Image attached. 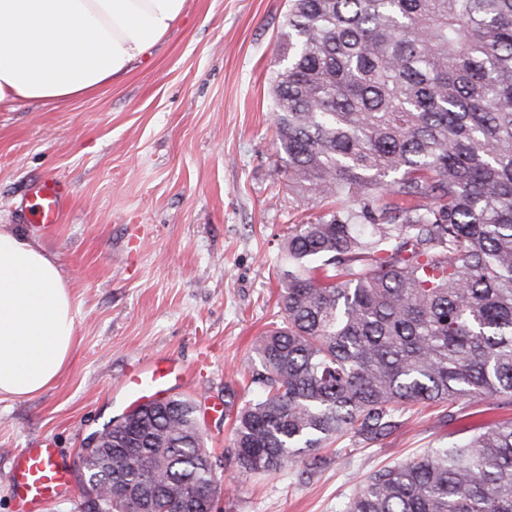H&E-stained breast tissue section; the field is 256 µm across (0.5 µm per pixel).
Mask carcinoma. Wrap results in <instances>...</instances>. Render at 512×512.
Here are the masks:
<instances>
[{
  "instance_id": "cac0c4a2",
  "label": "carcinoma",
  "mask_w": 512,
  "mask_h": 512,
  "mask_svg": "<svg viewBox=\"0 0 512 512\" xmlns=\"http://www.w3.org/2000/svg\"><path fill=\"white\" fill-rule=\"evenodd\" d=\"M272 84L288 188L342 202L284 243V319L233 419L246 476L400 408L512 409V0H288ZM100 512H215L198 406L100 430ZM341 512H512V419L369 474Z\"/></svg>"
}]
</instances>
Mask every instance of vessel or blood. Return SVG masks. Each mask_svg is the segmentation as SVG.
Returning a JSON list of instances; mask_svg holds the SVG:
<instances>
[{
	"label": "vessel or blood",
	"mask_w": 512,
	"mask_h": 512,
	"mask_svg": "<svg viewBox=\"0 0 512 512\" xmlns=\"http://www.w3.org/2000/svg\"><path fill=\"white\" fill-rule=\"evenodd\" d=\"M35 196L34 223L46 228L60 224L68 197L66 186L47 180L36 187ZM193 374L189 365L169 357L138 364L126 376V400L134 407L163 397L172 384L186 382ZM8 480L14 512H41L44 504L67 495L72 488L64 458L49 443L15 449L10 456Z\"/></svg>",
	"instance_id": "obj_1"
}]
</instances>
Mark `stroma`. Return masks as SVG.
<instances>
[{
  "label": "stroma",
  "mask_w": 512,
  "mask_h": 512,
  "mask_svg": "<svg viewBox=\"0 0 512 512\" xmlns=\"http://www.w3.org/2000/svg\"><path fill=\"white\" fill-rule=\"evenodd\" d=\"M288 0H187L153 54L96 94L0 108V224L37 239L61 265L76 305L68 369L43 393L0 399V512L13 449L53 439L75 463L121 413L131 364L170 355L199 365L172 390L199 406L208 451L223 460V512H341L371 472L467 438L502 411L464 399L404 410L375 442L344 437L271 474L238 478L232 424L212 412L255 392L243 379L257 339L281 323L278 255L294 225L337 205L289 191L275 144L272 78ZM72 195L62 224L30 220L33 184Z\"/></svg>",
  "instance_id": "obj_1"
}]
</instances>
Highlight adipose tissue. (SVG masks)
Wrapping results in <instances>:
<instances>
[{"label":"adipose tissue","mask_w":512,"mask_h":512,"mask_svg":"<svg viewBox=\"0 0 512 512\" xmlns=\"http://www.w3.org/2000/svg\"><path fill=\"white\" fill-rule=\"evenodd\" d=\"M187 0H0V105L87 96L141 65ZM76 310L55 256L0 225V398L48 389L67 369Z\"/></svg>","instance_id":"1"}]
</instances>
